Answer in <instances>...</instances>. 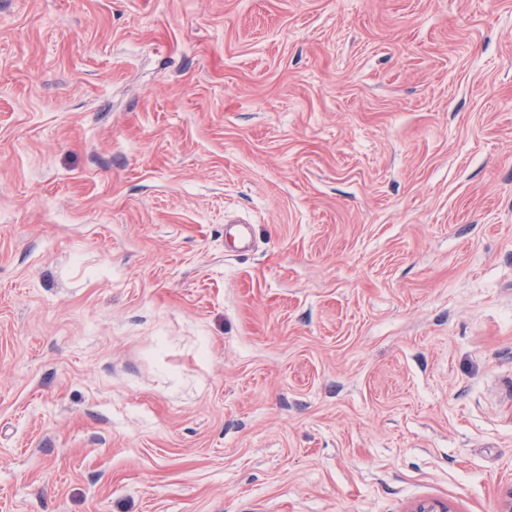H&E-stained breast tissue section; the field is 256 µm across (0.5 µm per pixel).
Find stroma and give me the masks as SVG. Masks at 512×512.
Wrapping results in <instances>:
<instances>
[{
    "label": "stroma",
    "instance_id": "1",
    "mask_svg": "<svg viewBox=\"0 0 512 512\" xmlns=\"http://www.w3.org/2000/svg\"><path fill=\"white\" fill-rule=\"evenodd\" d=\"M511 491L512 0H0V512Z\"/></svg>",
    "mask_w": 512,
    "mask_h": 512
}]
</instances>
